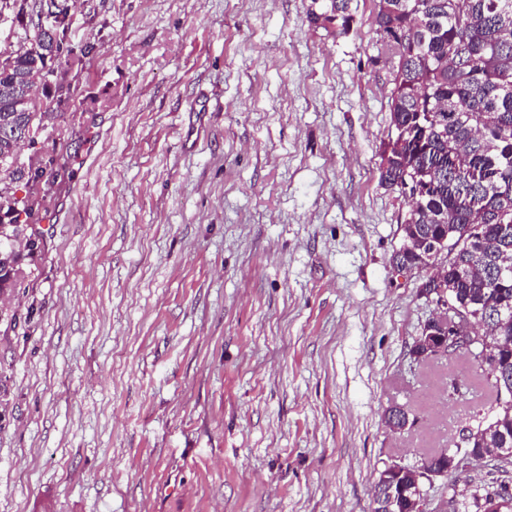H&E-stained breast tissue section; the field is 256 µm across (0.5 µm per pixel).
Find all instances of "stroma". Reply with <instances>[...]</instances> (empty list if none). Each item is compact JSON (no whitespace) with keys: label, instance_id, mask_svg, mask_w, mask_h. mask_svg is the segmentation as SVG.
I'll return each instance as SVG.
<instances>
[{"label":"stroma","instance_id":"stroma-1","mask_svg":"<svg viewBox=\"0 0 512 512\" xmlns=\"http://www.w3.org/2000/svg\"><path fill=\"white\" fill-rule=\"evenodd\" d=\"M311 6L72 0L68 174L0 295V512H371L385 462L485 409L464 358L410 356L434 306L391 262L378 0L341 36Z\"/></svg>","mask_w":512,"mask_h":512}]
</instances>
